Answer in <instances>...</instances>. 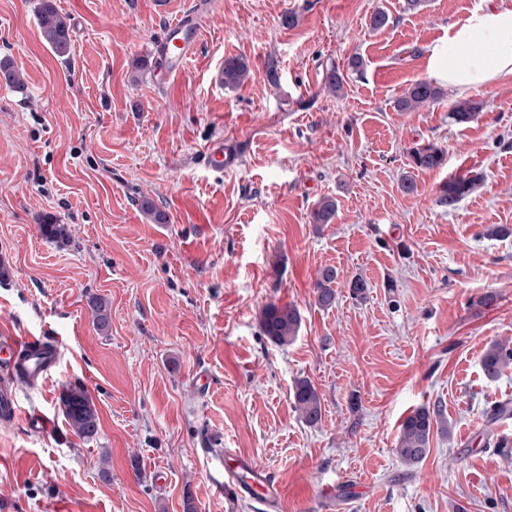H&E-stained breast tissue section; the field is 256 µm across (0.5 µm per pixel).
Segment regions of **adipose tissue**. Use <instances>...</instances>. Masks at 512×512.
Here are the masks:
<instances>
[{
	"mask_svg": "<svg viewBox=\"0 0 512 512\" xmlns=\"http://www.w3.org/2000/svg\"><path fill=\"white\" fill-rule=\"evenodd\" d=\"M431 81L462 92L512 77V7L486 0L464 21L450 24L429 49Z\"/></svg>",
	"mask_w": 512,
	"mask_h": 512,
	"instance_id": "obj_1",
	"label": "adipose tissue"
}]
</instances>
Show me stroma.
I'll return each instance as SVG.
<instances>
[{"label":"stroma","mask_w":512,"mask_h":512,"mask_svg":"<svg viewBox=\"0 0 512 512\" xmlns=\"http://www.w3.org/2000/svg\"><path fill=\"white\" fill-rule=\"evenodd\" d=\"M53 2L69 23L64 57L40 35V0H0V61L25 78L0 83V331L62 353L20 393L45 428L0 421V512H260L225 503L208 448L255 457L286 512H512V418L488 420L512 402V368L490 381L480 367L489 344L512 345V79L394 107L427 79L429 46L482 0H212L181 73L140 82L132 62L152 60L192 0ZM379 9L389 23L376 30ZM230 57L251 70L236 91L215 80ZM331 65L348 75L343 96L322 88ZM468 99L480 114L454 125ZM427 142L445 148L443 167L412 169L410 148ZM215 143L231 160L221 172L205 160ZM469 173L480 185L441 207L439 185ZM325 196L336 217L313 223ZM145 197L165 223L140 212ZM51 223L69 225L70 246L42 236ZM493 225L508 235H486ZM326 267L338 279L324 310ZM356 277L365 299L349 293ZM488 293L493 306H479ZM96 296L110 305L104 331ZM269 303L301 312L287 347L260 329ZM304 377L322 401L315 426L293 408ZM75 384L100 417L87 441L63 413ZM424 404L443 407L450 432L408 466L398 426ZM336 277V269L326 267L315 282L316 302L324 309L331 307L336 301Z\"/></svg>","instance_id":"stroma-1"}]
</instances>
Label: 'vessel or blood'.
I'll return each instance as SVG.
<instances>
[{
    "instance_id": "b4317fda",
    "label": "vessel or blood",
    "mask_w": 512,
    "mask_h": 512,
    "mask_svg": "<svg viewBox=\"0 0 512 512\" xmlns=\"http://www.w3.org/2000/svg\"><path fill=\"white\" fill-rule=\"evenodd\" d=\"M208 9L195 0L191 9L163 28L157 48L164 60L186 58L195 48L201 33L203 17ZM57 342L23 336L13 332L0 335V367L15 373L13 382L0 386V420L16 421L21 415L17 389L46 379L60 359ZM206 462L224 473V499L235 502L251 498L265 506L267 512H280L283 494L279 484L254 458L246 454L226 455L216 448L206 451Z\"/></svg>"
}]
</instances>
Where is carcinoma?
I'll return each instance as SVG.
<instances>
[{
    "mask_svg": "<svg viewBox=\"0 0 512 512\" xmlns=\"http://www.w3.org/2000/svg\"><path fill=\"white\" fill-rule=\"evenodd\" d=\"M38 22L41 36L45 43L60 57L69 54V27L64 17L55 9L52 0H41L38 9ZM250 75L248 62L241 57L224 60V89L236 91L242 88ZM322 83L332 95L340 94L344 89V75L332 66L323 72ZM444 95V89L429 80H418L395 102L400 112H416L433 104ZM480 111V104L466 100L455 104L449 118L457 125H466L474 121ZM413 166L420 169H435L445 161V149L435 143L418 144L410 150ZM480 182L477 175L457 176L444 182L440 188L437 201L452 211L468 195L474 192ZM140 210L156 224L165 223L166 216L155 203L144 198L140 201ZM336 216V201L331 197L320 199L311 213L315 224H330ZM42 235L54 244L64 247L71 243V234L66 224H43ZM336 269L324 268L316 282L315 294L317 304L327 309L336 301ZM96 326L104 330L109 325L110 312L108 304L101 298L91 302ZM302 316L298 307L291 303H270L263 307L259 324L263 334L272 343L286 347L293 343L301 328ZM481 370L490 381L497 380L506 368L512 365V348L506 344L494 342L487 346L480 360ZM61 401L64 414L72 431L83 439L93 438L99 427L97 409L87 392L80 385H69L63 392ZM293 406L299 417L314 426L322 418L320 395L307 378L297 380L293 388ZM448 432V420L440 405L429 407L421 405L412 410L401 422L395 452L400 461L408 466L421 462L430 451V439L433 432Z\"/></svg>",
    "mask_w": 512,
    "mask_h": 512,
    "instance_id": "cac0c4a2",
    "label": "carcinoma"
}]
</instances>
